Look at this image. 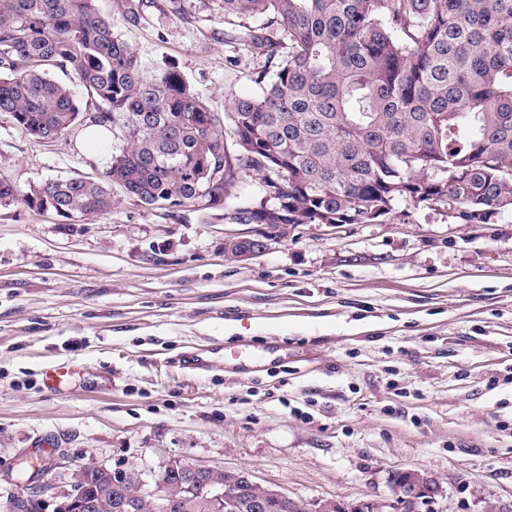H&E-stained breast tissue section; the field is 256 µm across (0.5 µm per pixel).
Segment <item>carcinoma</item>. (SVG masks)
Masks as SVG:
<instances>
[{
  "label": "carcinoma",
  "mask_w": 512,
  "mask_h": 512,
  "mask_svg": "<svg viewBox=\"0 0 512 512\" xmlns=\"http://www.w3.org/2000/svg\"><path fill=\"white\" fill-rule=\"evenodd\" d=\"M224 43L263 60L257 93H224V113L167 68L149 73L98 0H0V112L37 139L81 116L72 72L100 103L91 125L125 136L100 178L22 190L0 205L101 214L120 189L146 207L209 211L237 196L239 175L263 194L224 210L230 224H365L393 204L443 203L468 224L512 212V0H219ZM465 127L469 134L457 135ZM231 137L236 153L224 141ZM141 470L125 484L87 475L95 512H155ZM169 512H225L165 475Z\"/></svg>",
  "instance_id": "cac0c4a2"
}]
</instances>
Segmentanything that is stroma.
I'll use <instances>...</instances> for the list:
<instances>
[{
	"instance_id": "1",
	"label": "stroma",
	"mask_w": 512,
	"mask_h": 512,
	"mask_svg": "<svg viewBox=\"0 0 512 512\" xmlns=\"http://www.w3.org/2000/svg\"><path fill=\"white\" fill-rule=\"evenodd\" d=\"M165 3L134 23L125 0L99 8L149 71L175 68L211 110L253 94L260 61L225 44L223 13L185 21ZM86 132L37 139L0 113V181L102 173L122 131L94 146ZM260 231L118 190L71 224L0 206V506L31 493L23 457L59 487L90 461L157 471L186 457L309 512L392 499L409 470L444 487L419 512H512V213L467 224L400 201L375 224H295L225 256V240ZM193 349L207 370L181 368ZM62 363L73 375L47 389Z\"/></svg>"
}]
</instances>
